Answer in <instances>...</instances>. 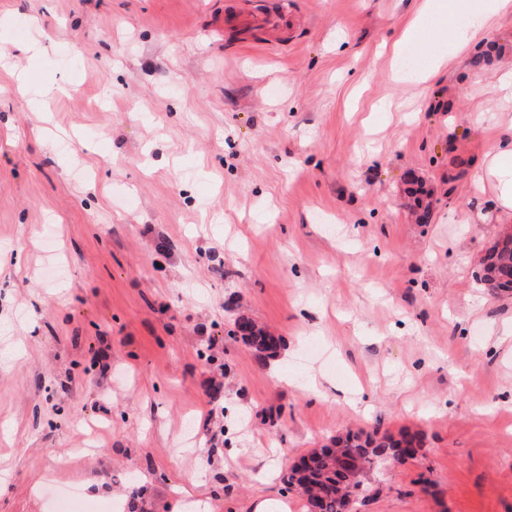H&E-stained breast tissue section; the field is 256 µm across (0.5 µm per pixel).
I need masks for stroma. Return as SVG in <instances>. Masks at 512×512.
Instances as JSON below:
<instances>
[{"label": "stroma", "instance_id": "obj_1", "mask_svg": "<svg viewBox=\"0 0 512 512\" xmlns=\"http://www.w3.org/2000/svg\"><path fill=\"white\" fill-rule=\"evenodd\" d=\"M422 3L0 0V512H304L350 429L423 440L353 512H512V12L424 82ZM499 130L496 145L482 163V191L488 182L493 209L499 224L512 223V119L497 121ZM508 262H512V238L505 237L498 240L485 254L479 272L475 274L476 281L484 288H489L492 292L512 293V276L507 269ZM493 271H499L501 276L497 279H491L487 274ZM234 326L242 330H249L248 337L242 335V338L254 349L259 359H264L266 355L277 348L278 339L264 328L259 327L254 321L241 317L234 322Z\"/></svg>", "mask_w": 512, "mask_h": 512}]
</instances>
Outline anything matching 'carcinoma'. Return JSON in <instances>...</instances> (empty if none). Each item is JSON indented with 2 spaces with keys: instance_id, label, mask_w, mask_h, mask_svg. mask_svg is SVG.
Here are the masks:
<instances>
[{
  "instance_id": "1",
  "label": "carcinoma",
  "mask_w": 512,
  "mask_h": 512,
  "mask_svg": "<svg viewBox=\"0 0 512 512\" xmlns=\"http://www.w3.org/2000/svg\"><path fill=\"white\" fill-rule=\"evenodd\" d=\"M512 262V238L497 241L485 254L476 281L483 287L498 293H512V276L508 263ZM234 326L248 330L245 341L263 359L277 348L278 339L254 321L241 317ZM417 435L408 431L399 437L388 433L348 431L336 437L332 446L321 449V457L310 475L296 479L287 474V485L299 490L305 498L306 512H312L316 504L320 512H349L350 505L366 491L363 475L366 470L380 464L403 461L400 449L420 444Z\"/></svg>"
}]
</instances>
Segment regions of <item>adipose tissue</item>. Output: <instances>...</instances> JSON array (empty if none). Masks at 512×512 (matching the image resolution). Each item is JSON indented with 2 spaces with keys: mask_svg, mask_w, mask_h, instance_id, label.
Returning <instances> with one entry per match:
<instances>
[{
  "mask_svg": "<svg viewBox=\"0 0 512 512\" xmlns=\"http://www.w3.org/2000/svg\"><path fill=\"white\" fill-rule=\"evenodd\" d=\"M496 145L482 163L481 182L487 183L499 223H512V120L497 121Z\"/></svg>",
  "mask_w": 512,
  "mask_h": 512,
  "instance_id": "1",
  "label": "adipose tissue"
}]
</instances>
